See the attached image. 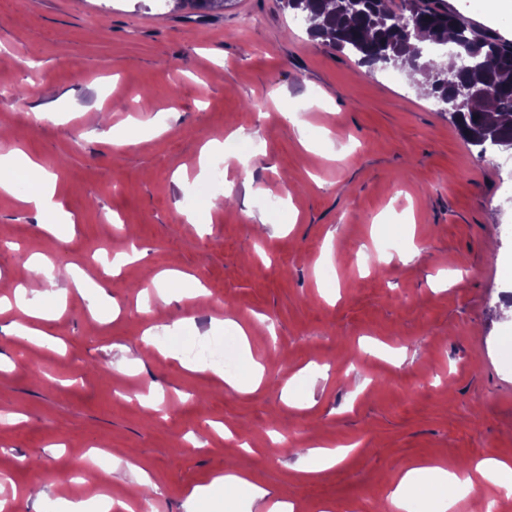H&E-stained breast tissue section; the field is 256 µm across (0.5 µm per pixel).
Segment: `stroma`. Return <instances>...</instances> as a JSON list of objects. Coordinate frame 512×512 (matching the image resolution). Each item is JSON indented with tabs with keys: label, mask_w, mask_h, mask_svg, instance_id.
Instances as JSON below:
<instances>
[{
	"label": "stroma",
	"mask_w": 512,
	"mask_h": 512,
	"mask_svg": "<svg viewBox=\"0 0 512 512\" xmlns=\"http://www.w3.org/2000/svg\"><path fill=\"white\" fill-rule=\"evenodd\" d=\"M41 107L52 119H36ZM159 114L164 134L113 145ZM1 126L0 154L20 149L56 172L72 221L50 234L0 196V278L45 290L25 269L38 252L79 265L121 309L93 318L72 280L58 281L67 306L41 322L48 342L26 364L18 312L0 314V413L23 416L0 422V500L13 512L98 494L131 503V457L151 478L153 512H185L229 467L300 512H374L414 461L512 460V364L498 348L512 319L496 303L512 264V182L398 69L313 40L281 0H233L203 20L149 0H0ZM233 133L255 149L228 176L249 168L255 189L188 223L174 174L195 177L206 142ZM129 229L141 260L104 275ZM324 266L336 283L321 281ZM163 270L179 275L171 302L138 310L144 273ZM188 275L215 306L181 299ZM227 319L267 365L255 392L138 352L146 327L199 343L226 336ZM298 376L303 396L285 395ZM317 437L354 452L307 479ZM94 448L111 481L70 482Z\"/></svg>",
	"instance_id": "obj_1"
}]
</instances>
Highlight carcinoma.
I'll use <instances>...</instances> for the list:
<instances>
[{"instance_id":"carcinoma-1","label":"carcinoma","mask_w":512,"mask_h":512,"mask_svg":"<svg viewBox=\"0 0 512 512\" xmlns=\"http://www.w3.org/2000/svg\"><path fill=\"white\" fill-rule=\"evenodd\" d=\"M199 18L231 0H176ZM307 33L366 66L409 65L432 78L428 95L479 157L512 148V42L492 31L478 33L444 0H283ZM479 56L481 65L460 70L432 51L448 41Z\"/></svg>"}]
</instances>
